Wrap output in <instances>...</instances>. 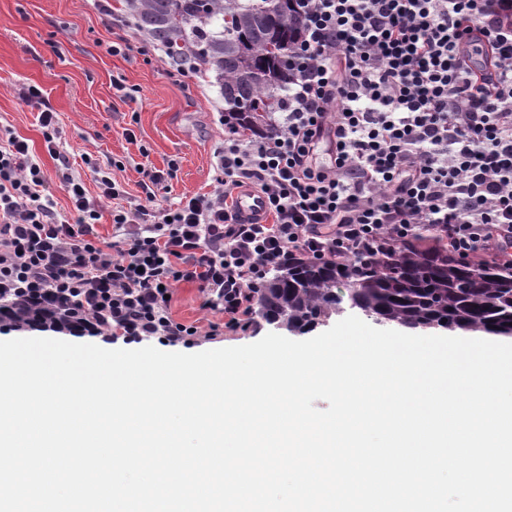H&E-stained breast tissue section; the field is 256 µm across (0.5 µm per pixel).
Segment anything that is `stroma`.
Returning a JSON list of instances; mask_svg holds the SVG:
<instances>
[{"label":"stroma","mask_w":512,"mask_h":512,"mask_svg":"<svg viewBox=\"0 0 512 512\" xmlns=\"http://www.w3.org/2000/svg\"><path fill=\"white\" fill-rule=\"evenodd\" d=\"M115 30V20L94 0H0V125L24 138L44 169L54 172L37 110L19 97L22 87L35 85L56 112L62 143L90 193L98 188L81 160L86 152L103 165L122 160L120 177L137 200L143 197V166L172 170L158 190L169 202L213 190V153L224 140L218 85L178 74L163 48L130 25L122 31L131 51L108 54ZM120 84L134 89L133 98L120 96ZM277 330L258 317L247 329L222 328L190 344L154 337L147 343L197 353L251 344Z\"/></svg>","instance_id":"stroma-1"}]
</instances>
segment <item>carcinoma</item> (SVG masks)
I'll use <instances>...</instances> for the list:
<instances>
[{
	"label": "carcinoma",
	"instance_id": "1",
	"mask_svg": "<svg viewBox=\"0 0 512 512\" xmlns=\"http://www.w3.org/2000/svg\"><path fill=\"white\" fill-rule=\"evenodd\" d=\"M277 0H122L135 29L170 57L214 74L224 116L250 131L265 125L293 78L288 53L301 35L291 0L280 3L281 37L265 31ZM257 314L307 332L346 308L409 329L444 328L512 338V264L458 259L434 228L421 225L401 244L382 242L350 268L298 256L255 292Z\"/></svg>",
	"mask_w": 512,
	"mask_h": 512
}]
</instances>
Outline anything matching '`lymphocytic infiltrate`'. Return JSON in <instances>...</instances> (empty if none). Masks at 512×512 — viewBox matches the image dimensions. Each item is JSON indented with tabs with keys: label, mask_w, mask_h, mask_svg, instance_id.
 <instances>
[{
	"label": "lymphocytic infiltrate",
	"mask_w": 512,
	"mask_h": 512,
	"mask_svg": "<svg viewBox=\"0 0 512 512\" xmlns=\"http://www.w3.org/2000/svg\"><path fill=\"white\" fill-rule=\"evenodd\" d=\"M294 73L269 128L229 125L214 151L217 188L159 202L163 171L141 167L143 201L126 202L122 161L73 174L56 114L33 85L25 102L55 174L0 127V301L15 324L42 317L129 341H178L255 318L254 291L289 257L353 263L381 241L436 225L461 258L512 260V0H298ZM326 143L330 165L314 150ZM59 182L71 215L58 212ZM248 186L265 221L240 223L228 199ZM113 202L114 239L96 225ZM198 289L223 323L171 314L175 284Z\"/></svg>",
	"instance_id": "1"
}]
</instances>
